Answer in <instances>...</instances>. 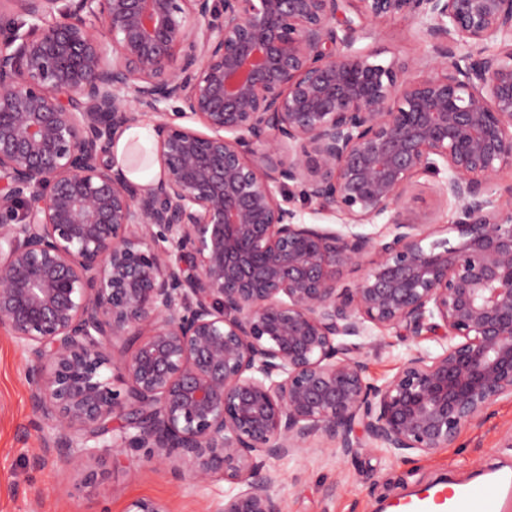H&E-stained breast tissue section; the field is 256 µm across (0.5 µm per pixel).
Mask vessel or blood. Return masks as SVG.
Masks as SVG:
<instances>
[{
    "mask_svg": "<svg viewBox=\"0 0 512 512\" xmlns=\"http://www.w3.org/2000/svg\"><path fill=\"white\" fill-rule=\"evenodd\" d=\"M396 512H512V474L495 470L475 483L431 487L398 500Z\"/></svg>",
    "mask_w": 512,
    "mask_h": 512,
    "instance_id": "obj_1",
    "label": "vessel or blood"
}]
</instances>
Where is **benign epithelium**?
<instances>
[{"instance_id":"benign-epithelium-1","label":"benign epithelium","mask_w":512,"mask_h":512,"mask_svg":"<svg viewBox=\"0 0 512 512\" xmlns=\"http://www.w3.org/2000/svg\"><path fill=\"white\" fill-rule=\"evenodd\" d=\"M388 18L425 62L356 48ZM144 114L148 187L110 153ZM504 168L512 0H0V330L34 462L148 448L238 485L214 512H282L270 462L314 440L452 447L512 397ZM443 170L448 226L406 203ZM292 186L346 230L301 222ZM372 326L446 344L373 386L348 341Z\"/></svg>"}]
</instances>
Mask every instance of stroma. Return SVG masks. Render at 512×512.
Listing matches in <instances>:
<instances>
[{
    "mask_svg": "<svg viewBox=\"0 0 512 512\" xmlns=\"http://www.w3.org/2000/svg\"><path fill=\"white\" fill-rule=\"evenodd\" d=\"M417 24L390 19L360 39L359 47L420 62L427 46ZM381 349L363 351L368 378L379 384L390 378L409 349L438 352L441 339H415L393 329H372ZM26 355L0 332V512H126L128 500L150 497L170 512H213L230 485L216 477L201 484L181 480L173 463L149 459L147 449L100 452L91 465L51 455L43 467L32 464L44 433L30 398ZM512 464V398L501 400L477 427L466 429L454 447L431 457L401 460L377 450L360 449L343 456L336 449H310L293 460L277 461L281 483L275 492L283 512H386L394 497L441 477L465 480L478 470ZM96 479L85 483L86 470Z\"/></svg>",
    "mask_w": 512,
    "mask_h": 512,
    "instance_id": "stroma-1",
    "label": "stroma"
}]
</instances>
